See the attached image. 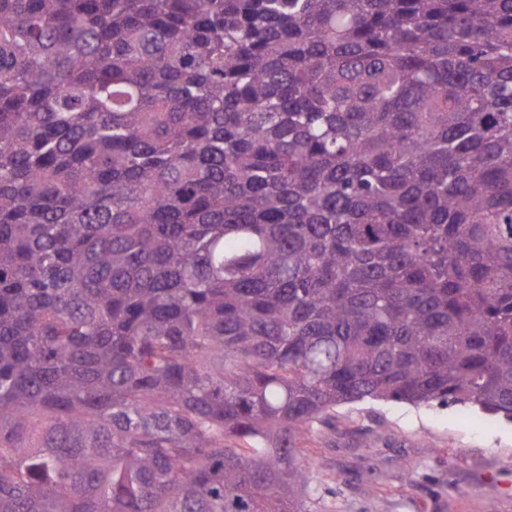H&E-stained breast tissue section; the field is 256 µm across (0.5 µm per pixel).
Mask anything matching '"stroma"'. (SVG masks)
Returning a JSON list of instances; mask_svg holds the SVG:
<instances>
[{"label": "stroma", "instance_id": "35a3bbf8", "mask_svg": "<svg viewBox=\"0 0 512 512\" xmlns=\"http://www.w3.org/2000/svg\"><path fill=\"white\" fill-rule=\"evenodd\" d=\"M300 446L309 512H512V422L471 407L345 404Z\"/></svg>", "mask_w": 512, "mask_h": 512}]
</instances>
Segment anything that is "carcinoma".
I'll list each match as a JSON object with an SVG mask.
<instances>
[{
  "mask_svg": "<svg viewBox=\"0 0 512 512\" xmlns=\"http://www.w3.org/2000/svg\"><path fill=\"white\" fill-rule=\"evenodd\" d=\"M365 400L512 420V0H0V512H309Z\"/></svg>",
  "mask_w": 512,
  "mask_h": 512,
  "instance_id": "obj_1",
  "label": "carcinoma"
}]
</instances>
